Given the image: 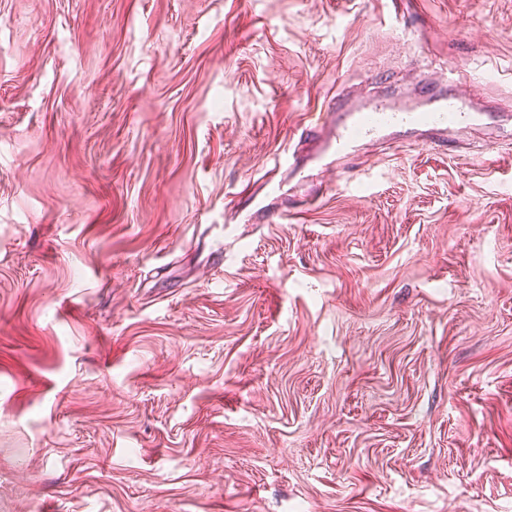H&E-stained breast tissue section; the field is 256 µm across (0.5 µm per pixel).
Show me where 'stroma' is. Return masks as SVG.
I'll return each instance as SVG.
<instances>
[{"label": "stroma", "instance_id": "obj_1", "mask_svg": "<svg viewBox=\"0 0 512 512\" xmlns=\"http://www.w3.org/2000/svg\"><path fill=\"white\" fill-rule=\"evenodd\" d=\"M0 512H512V0H0ZM484 117L487 120L489 114L475 112L470 102L460 96H437L421 106L393 100L351 105L344 98L329 105L323 110L320 122L303 132H306L305 138L316 145L314 159H322L330 153L338 156L336 179L340 180L347 173L343 160L357 142L384 140L387 131L410 127L420 131L427 143L440 145L450 133L487 125Z\"/></svg>", "mask_w": 512, "mask_h": 512}]
</instances>
